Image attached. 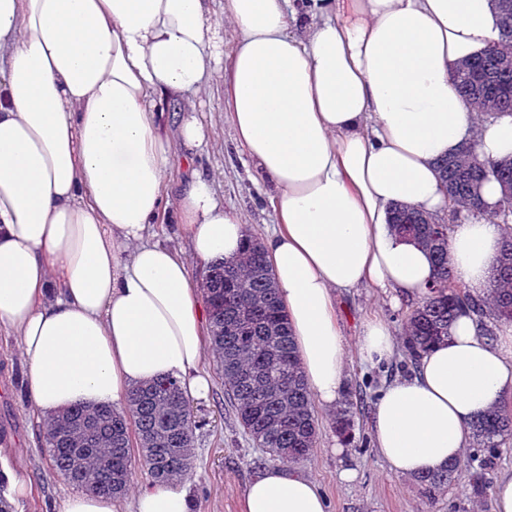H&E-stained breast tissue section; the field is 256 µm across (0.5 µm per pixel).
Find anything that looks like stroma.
<instances>
[{
    "label": "stroma",
    "instance_id": "stroma-1",
    "mask_svg": "<svg viewBox=\"0 0 512 512\" xmlns=\"http://www.w3.org/2000/svg\"><path fill=\"white\" fill-rule=\"evenodd\" d=\"M200 121L210 133L209 146L193 157V167L215 184L224 208L238 215L249 234L270 237L276 228L273 185L258 171L234 141L226 117L223 78H215L208 93L196 100ZM186 185L185 168L173 158L168 173L162 208L150 227L151 241L183 251L191 281H201L207 264L190 254L189 243L171 214L176 198ZM416 303L404 296L391 303L381 291L360 287L336 294V310L347 341L346 371L340 407L352 416V439L344 455H336L338 435L335 411L315 408L319 439L306 460L296 467L313 479L325 493L329 512H491L495 480L512 472V435L499 440V455L491 468H481L473 449H466L462 462L470 473L480 474L482 490L472 482L436 490L427 495L415 477L389 471L370 440L372 411L381 387L397 377L408 376L414 366L406 352L404 320ZM382 317L396 340L395 356L386 364L370 366L360 361L357 336L361 322L369 316ZM202 367L212 380L207 398L191 400L197 428L194 434L193 468L187 476L197 512H241L248 484L275 461L259 448L241 427L234 401L224 390V381L211 355ZM43 421L28 390L25 360L17 336L0 332V446L8 448L12 473L30 484L28 496L12 504V512H56L62 499L76 487L50 465L40 437ZM356 473L353 481L339 478L342 469Z\"/></svg>",
    "mask_w": 512,
    "mask_h": 512
}]
</instances>
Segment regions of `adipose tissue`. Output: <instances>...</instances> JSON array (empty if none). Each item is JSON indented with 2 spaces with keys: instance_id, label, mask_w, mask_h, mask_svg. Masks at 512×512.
<instances>
[{
  "instance_id": "adipose-tissue-1",
  "label": "adipose tissue",
  "mask_w": 512,
  "mask_h": 512,
  "mask_svg": "<svg viewBox=\"0 0 512 512\" xmlns=\"http://www.w3.org/2000/svg\"><path fill=\"white\" fill-rule=\"evenodd\" d=\"M0 0V330L20 338L37 410L125 406L132 386L179 381L204 398L208 312L177 252L149 241L174 145L204 151L194 97L218 71L224 31L235 139L274 186L278 229L265 249L300 366L316 402L334 409L346 340L336 293L367 286L424 295L430 254L397 235L394 205L446 211L437 159L474 147L512 156V114L478 122L450 80L453 64L500 40L492 0ZM186 104L174 137L166 97ZM453 225L455 281L483 294L503 236L490 212ZM174 219L202 260L236 258L245 224L213 182L189 173ZM132 252H124L127 243ZM361 359L381 363L395 338L363 322ZM512 392V327L483 336L472 311L421 352L413 376L374 405L372 444L400 476L461 459L469 424ZM133 512H194L183 480L143 485ZM241 512H328L293 467L264 470Z\"/></svg>"
}]
</instances>
